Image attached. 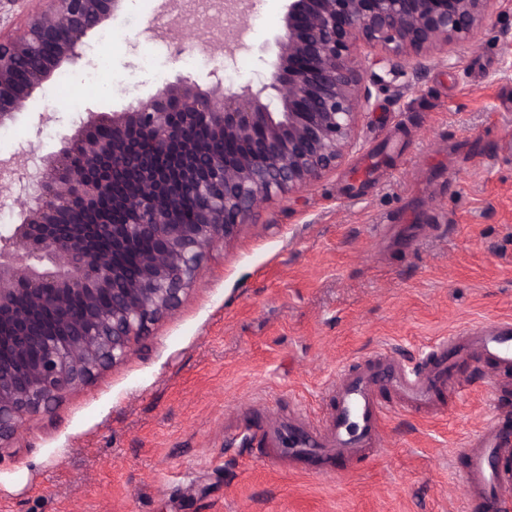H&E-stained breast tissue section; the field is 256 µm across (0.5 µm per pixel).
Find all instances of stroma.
<instances>
[{"label":"stroma","mask_w":512,"mask_h":512,"mask_svg":"<svg viewBox=\"0 0 512 512\" xmlns=\"http://www.w3.org/2000/svg\"><path fill=\"white\" fill-rule=\"evenodd\" d=\"M285 6L253 0L249 48L228 64L211 47L219 21L189 27L164 0H126L106 73L91 55L62 72L76 91L97 80L85 104L105 112L179 76L257 88ZM371 91L341 167L265 203L130 357L0 447V512H465L454 458L492 414L484 378L444 412L391 414L384 452L340 479L267 466L239 436L260 428L261 402L317 414L348 362H413L439 337L512 318V0L473 45ZM43 112L55 119L38 132ZM85 117L38 90L0 127V157L56 154Z\"/></svg>","instance_id":"1"}]
</instances>
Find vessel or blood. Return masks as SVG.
Masks as SVG:
<instances>
[{"label": "vessel or blood", "mask_w": 512, "mask_h": 512, "mask_svg": "<svg viewBox=\"0 0 512 512\" xmlns=\"http://www.w3.org/2000/svg\"><path fill=\"white\" fill-rule=\"evenodd\" d=\"M495 373L512 369V319L470 326L430 345L414 364L378 351L336 379L322 419L303 412L282 417L268 412L258 442L264 463L291 462L314 476L343 475L355 462L379 452L390 413L441 412L446 393L468 386L460 366ZM467 512H512V420L495 416L457 454Z\"/></svg>", "instance_id": "vessel-or-blood-1"}]
</instances>
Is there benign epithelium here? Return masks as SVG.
Instances as JSON below:
<instances>
[{"label":"benign epithelium","mask_w":512,"mask_h":512,"mask_svg":"<svg viewBox=\"0 0 512 512\" xmlns=\"http://www.w3.org/2000/svg\"><path fill=\"white\" fill-rule=\"evenodd\" d=\"M0 30V126L13 121L125 0H26ZM493 0H288L269 82L209 90L184 77L121 112L92 108L50 157L0 160V443L64 389L127 358L173 314L207 251L265 201L306 190L358 144L370 106L359 52L384 77L473 41ZM224 142L205 150L200 138ZM191 193L197 210L177 217ZM148 241L133 273L110 255Z\"/></svg>","instance_id":"obj_1"}]
</instances>
